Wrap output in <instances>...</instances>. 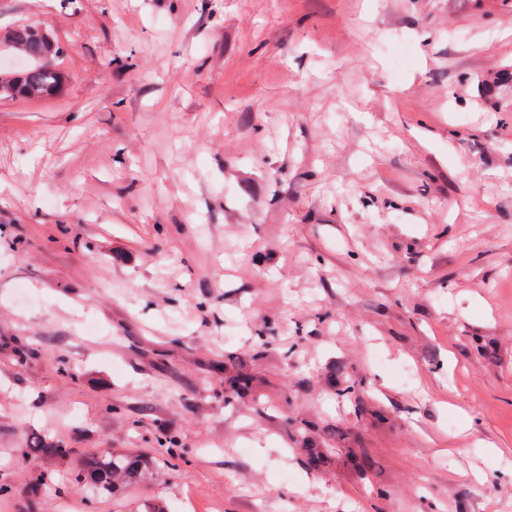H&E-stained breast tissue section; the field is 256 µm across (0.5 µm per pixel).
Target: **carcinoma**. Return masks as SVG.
Segmentation results:
<instances>
[{
  "mask_svg": "<svg viewBox=\"0 0 512 512\" xmlns=\"http://www.w3.org/2000/svg\"><path fill=\"white\" fill-rule=\"evenodd\" d=\"M6 51L16 64L0 65V97L39 100L64 86L67 75L59 60L66 49L55 38L47 22L33 20L15 27L8 36ZM227 383L233 393L244 396L253 388L254 379L246 372H239L230 376ZM32 451L44 456L64 457L72 453V448L63 441L45 437ZM159 457L170 465L189 461L179 436L170 429L160 428L149 453L117 454L105 450L84 456L79 463V482L99 494H111L144 479ZM48 484V473H30L28 492L35 507L42 504L43 490Z\"/></svg>",
  "mask_w": 512,
  "mask_h": 512,
  "instance_id": "obj_1",
  "label": "carcinoma"
}]
</instances>
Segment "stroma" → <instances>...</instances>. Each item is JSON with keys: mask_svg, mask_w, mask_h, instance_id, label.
<instances>
[{"mask_svg": "<svg viewBox=\"0 0 512 512\" xmlns=\"http://www.w3.org/2000/svg\"><path fill=\"white\" fill-rule=\"evenodd\" d=\"M34 19L70 82L0 98V512L34 470L52 512H512V0H0V40ZM161 424L188 462L77 483Z\"/></svg>", "mask_w": 512, "mask_h": 512, "instance_id": "35a3bbf8", "label": "stroma"}]
</instances>
